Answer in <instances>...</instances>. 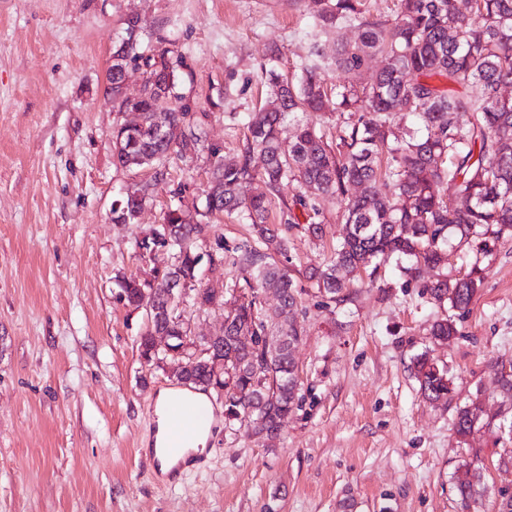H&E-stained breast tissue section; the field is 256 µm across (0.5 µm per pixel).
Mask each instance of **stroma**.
Masks as SVG:
<instances>
[{
	"instance_id": "obj_1",
	"label": "stroma",
	"mask_w": 512,
	"mask_h": 512,
	"mask_svg": "<svg viewBox=\"0 0 512 512\" xmlns=\"http://www.w3.org/2000/svg\"><path fill=\"white\" fill-rule=\"evenodd\" d=\"M132 13L153 45L182 57L177 91L203 119L197 156L171 160L137 223L120 224L112 202L140 174L112 163V130L131 116L103 93ZM309 29L308 0H0V512H461L451 476L465 462L483 469L482 512L512 492L499 463L512 426L464 440L454 431L457 407H499L494 370L512 362V238L479 261L465 246L454 253L449 273L477 262L483 281L458 334L436 343L430 325L448 307L394 263L340 304L307 279L345 233L331 197L322 239L287 231L305 330L300 409L270 446L206 391V464L167 486L149 476L157 393L177 382L141 357L145 313L115 281L149 274L136 244L170 205L204 204L210 149L238 155L245 115L264 104L270 72H298ZM211 224L224 262L202 279L230 286L233 248L251 227L234 214ZM427 350L448 368L451 403L423 401L408 369Z\"/></svg>"
}]
</instances>
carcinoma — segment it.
<instances>
[{
    "label": "carcinoma",
    "mask_w": 512,
    "mask_h": 512,
    "mask_svg": "<svg viewBox=\"0 0 512 512\" xmlns=\"http://www.w3.org/2000/svg\"><path fill=\"white\" fill-rule=\"evenodd\" d=\"M311 27L322 33L359 31L352 46L336 41V55L323 56L314 48L301 62L300 74L284 78L269 73L270 95L265 105L246 119L247 134L241 153L233 160L218 159L210 171L207 212L184 202L170 208L160 228L155 259L161 277L142 281L123 277L121 297L136 304L150 292L163 306L170 276L200 279L202 256L197 252L205 231L203 219L214 213L236 214L252 226L250 238L238 243L237 277L252 299L224 321V338L204 343L216 357L229 360L233 374L215 383L208 367L181 368L174 352L184 346L185 325L162 315L153 331L170 337L172 353L159 355L150 343V331L138 340L146 361L166 362L174 376L202 389H224V414L251 427L267 441L279 436L282 423L301 407L294 378V348L303 336L296 313L301 293L288 267L271 253L287 250L286 240L267 224L272 202L281 197L283 183L302 182L310 191L287 207L286 228L299 226L295 209L304 217V230L318 238L323 220L318 199L336 197L346 234L325 263L309 272L319 293L334 303L350 299L349 284L361 271L376 273L394 261L407 282L420 284L429 300L448 304L452 314L435 320L430 336L446 341L457 335V321L470 311L482 283V268L474 263L466 276L441 274L426 280L423 271L446 263L453 242L465 243L479 255H488L490 242L512 236V97L503 89L512 85V0H470L467 11L457 0H396L389 19L375 16L365 0H311ZM138 15L125 19L124 35L112 48L104 99L116 112L142 113L140 124L117 126L112 134L113 164L121 168L154 170L147 181L131 182L112 203V220L136 223L153 185L166 179V162L173 153L190 158L198 144L193 130L197 118L182 95L177 103L164 101L181 81L183 62L171 61L169 49L143 46L129 31L140 27ZM373 57L380 67L373 81H348L326 89L327 69L360 71ZM144 62L152 68L149 96L123 95L124 69ZM408 112L414 127L398 134L395 115ZM339 116L331 143L313 117ZM259 156L262 171L252 167ZM265 192L245 197L242 185L255 175ZM361 187L358 194L350 187ZM463 196L467 205L456 209L452 200ZM275 288L279 303L262 306L259 291ZM288 337L276 353L268 349L269 333ZM254 337L249 347L238 337ZM264 361L262 392L255 388L251 365ZM411 371L424 400L448 398L452 380L448 370L428 353L414 358ZM494 378L502 401L499 416L512 413V366L498 367ZM471 403L456 408L454 429L465 439L478 421ZM454 490L464 512H481L485 492L480 468L465 463L453 475Z\"/></svg>",
    "instance_id": "carcinoma-1"
}]
</instances>
